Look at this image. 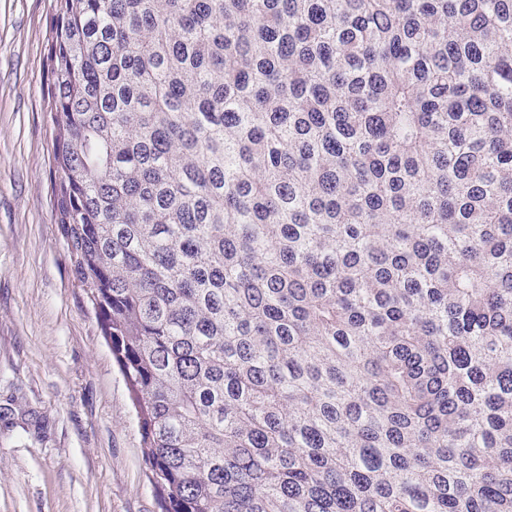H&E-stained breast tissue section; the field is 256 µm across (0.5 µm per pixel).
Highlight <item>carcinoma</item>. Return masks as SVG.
<instances>
[{"instance_id": "carcinoma-1", "label": "carcinoma", "mask_w": 512, "mask_h": 512, "mask_svg": "<svg viewBox=\"0 0 512 512\" xmlns=\"http://www.w3.org/2000/svg\"><path fill=\"white\" fill-rule=\"evenodd\" d=\"M53 195L161 512H512V0H54Z\"/></svg>"}]
</instances>
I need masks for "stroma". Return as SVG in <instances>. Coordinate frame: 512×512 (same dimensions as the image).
I'll use <instances>...</instances> for the list:
<instances>
[{"instance_id":"stroma-1","label":"stroma","mask_w":512,"mask_h":512,"mask_svg":"<svg viewBox=\"0 0 512 512\" xmlns=\"http://www.w3.org/2000/svg\"><path fill=\"white\" fill-rule=\"evenodd\" d=\"M52 0H0V512H160L56 222Z\"/></svg>"}]
</instances>
